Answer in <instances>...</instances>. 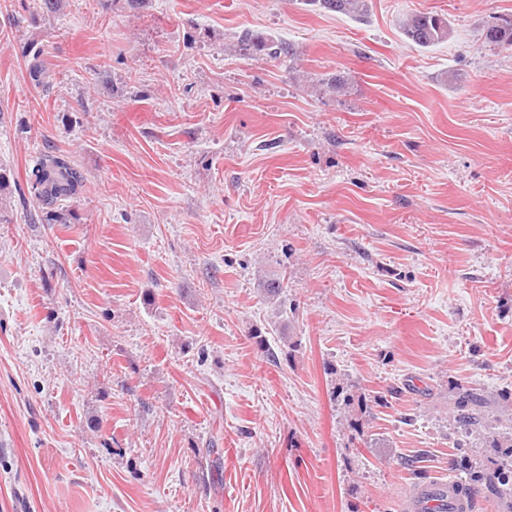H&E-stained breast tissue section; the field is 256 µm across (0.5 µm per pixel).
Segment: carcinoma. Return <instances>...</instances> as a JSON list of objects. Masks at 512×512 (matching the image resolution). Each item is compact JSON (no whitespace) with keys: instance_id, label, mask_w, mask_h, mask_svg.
<instances>
[{"instance_id":"obj_1","label":"carcinoma","mask_w":512,"mask_h":512,"mask_svg":"<svg viewBox=\"0 0 512 512\" xmlns=\"http://www.w3.org/2000/svg\"><path fill=\"white\" fill-rule=\"evenodd\" d=\"M320 9L356 17L366 11V0H309ZM404 38L412 44L427 49L448 41L451 27L448 18L434 12H415L408 15L402 25ZM485 40L493 45L512 49V18H502L485 30ZM238 50L246 53H265L270 57L294 55L293 48L286 43H274L243 33L237 43ZM31 81L43 88L50 86V74L44 62L34 55L28 65ZM28 191L32 199L42 208L44 221L48 224L67 223L66 214L59 210L63 201H73L83 189V176L74 168L69 157L63 154L43 153L39 155L28 173ZM486 401L477 392H468L455 402V421L471 432L478 433L485 420L483 408ZM458 467L474 480L486 478L481 459L465 452L461 455ZM491 493L497 497L506 496L512 491V454L503 456L493 472L489 483Z\"/></svg>"}]
</instances>
